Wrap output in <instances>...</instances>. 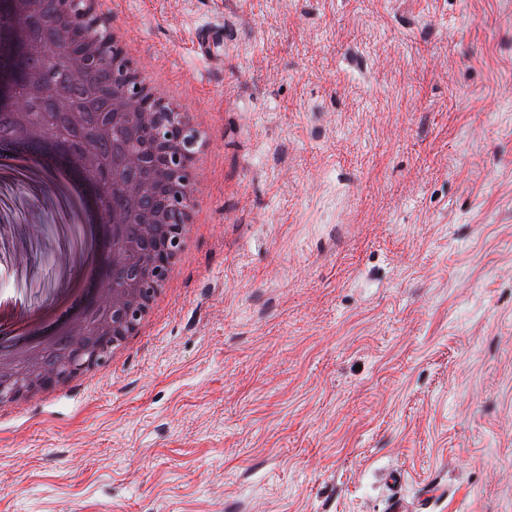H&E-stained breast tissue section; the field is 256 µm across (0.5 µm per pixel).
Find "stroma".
I'll return each mask as SVG.
<instances>
[{
	"label": "stroma",
	"instance_id": "35a3bbf8",
	"mask_svg": "<svg viewBox=\"0 0 512 512\" xmlns=\"http://www.w3.org/2000/svg\"><path fill=\"white\" fill-rule=\"evenodd\" d=\"M114 12L214 115L212 221L123 360L0 422V512H384L394 470L512 512V0ZM26 220L20 309L60 257Z\"/></svg>",
	"mask_w": 512,
	"mask_h": 512
}]
</instances>
